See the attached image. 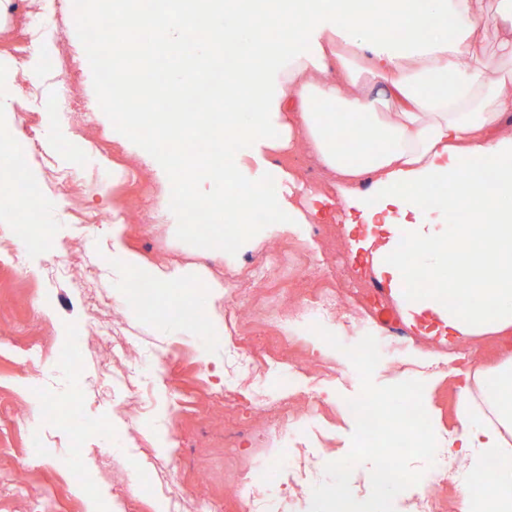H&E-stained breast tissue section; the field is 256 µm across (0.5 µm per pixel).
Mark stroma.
Listing matches in <instances>:
<instances>
[{"mask_svg": "<svg viewBox=\"0 0 512 512\" xmlns=\"http://www.w3.org/2000/svg\"><path fill=\"white\" fill-rule=\"evenodd\" d=\"M41 36L23 59L0 52V101L13 107L9 128L14 139L9 168L28 173L42 198L40 209L17 214L0 212V476L18 460L29 464L22 486L0 490V512H41L52 498L57 512H128L125 477L142 474L150 490L141 493L138 512H170L154 484L177 486L184 512H310L314 486L326 482L325 466L345 458L355 421L348 399L360 393V379L345 348L365 334L378 342L381 359L376 385L407 380L424 384L423 402L438 439L446 450L456 424L458 397L450 379L447 344L435 336L407 339L389 335L378 323L369 329L323 326L340 340L334 349L312 331L281 342L278 358L247 368L242 341L248 329L267 315L287 309L290 299L308 293L329 279L337 265L363 258L329 207L318 225L302 224L276 233L266 227L237 255L198 248L175 236L177 219L161 224L144 216L163 210L171 182L161 165L144 149L118 133L101 110L93 86L78 101L62 99L51 61L66 52L84 55L74 17L56 9L54 0H28ZM90 112L85 126L72 118ZM262 191L275 190L277 173L297 171L305 186L330 190L332 174L303 147L272 153ZM77 181L81 195L62 189L57 173ZM124 213L123 242L149 267L169 270L191 267L200 281L191 296L209 320L208 328L187 329L171 315L165 298L150 309L131 307L137 294L129 276L112 257L111 224L84 223L93 210ZM39 229L37 241L24 243L23 225ZM288 243L299 272L297 284L282 291V270L271 234ZM91 266L94 286L108 308L95 311L86 292L62 271L67 263ZM262 277L263 287L225 292L228 282ZM114 321L134 355L130 377L141 389L137 419L124 407L130 395L101 371L112 354V339L100 325ZM329 367L326 376H312L302 363ZM239 392V405L219 402L225 389ZM292 390L291 405L300 409L306 396L317 398L320 414L304 418L287 445L270 444L264 463H257L249 426L263 425L249 403H273ZM68 406L66 419L42 415L47 404ZM259 467L260 494L241 499L227 479L232 468ZM423 476L399 493L394 512H407L423 486H430L441 512H456L455 490L470 477L454 471L452 483L439 481L437 467L414 461Z\"/></svg>", "mask_w": 512, "mask_h": 512, "instance_id": "stroma-1", "label": "stroma"}]
</instances>
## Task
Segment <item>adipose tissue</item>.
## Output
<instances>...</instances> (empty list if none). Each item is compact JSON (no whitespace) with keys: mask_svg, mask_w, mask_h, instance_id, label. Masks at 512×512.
Returning <instances> with one entry per match:
<instances>
[{"mask_svg":"<svg viewBox=\"0 0 512 512\" xmlns=\"http://www.w3.org/2000/svg\"><path fill=\"white\" fill-rule=\"evenodd\" d=\"M477 0H250L228 11L194 0L191 22L158 11L129 15L126 44L111 66L119 92L147 103L142 56L147 42L178 62L170 85L194 96L199 64L215 43L238 62L225 100L247 101L212 128L224 153L207 184L184 168V208L208 206L243 223L253 211L281 229L316 222L329 201L346 213V230L363 227L359 246L374 276L409 325L459 342L512 333V91L494 81L512 61V0H496L509 34L488 51L476 34ZM302 144L335 177L333 196L287 188L260 193L240 171L264 172L270 151ZM487 160L484 168L472 158ZM455 208L459 223L441 229L434 212ZM112 252L126 270L149 274L167 302L189 307L199 276L189 269L146 270L126 251L121 217L112 219ZM459 427L448 466L472 476L457 512H512V348L492 370H458Z\"/></svg>","mask_w":512,"mask_h":512,"instance_id":"ef3b65f1","label":"adipose tissue"}]
</instances>
